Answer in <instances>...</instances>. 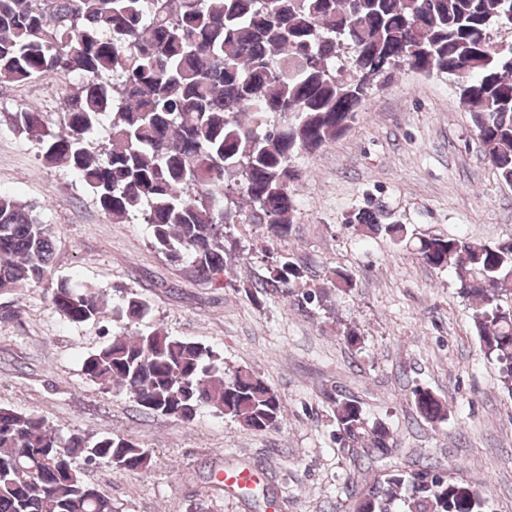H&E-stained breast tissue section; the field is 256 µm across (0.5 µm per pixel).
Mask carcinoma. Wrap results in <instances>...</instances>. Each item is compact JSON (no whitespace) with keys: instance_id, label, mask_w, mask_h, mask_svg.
I'll list each match as a JSON object with an SVG mask.
<instances>
[{"instance_id":"carcinoma-1","label":"carcinoma","mask_w":512,"mask_h":512,"mask_svg":"<svg viewBox=\"0 0 512 512\" xmlns=\"http://www.w3.org/2000/svg\"><path fill=\"white\" fill-rule=\"evenodd\" d=\"M512 0H0V83L74 79L59 121L42 112L3 115L38 143L42 161L72 170L112 220L141 216L152 247L205 283L224 276V230L253 224L288 236L297 210L294 159L351 129L368 92L407 67L452 81L469 106L484 159L512 187ZM106 136L98 130L107 116ZM362 210V235L385 233L434 268L459 266L481 351L512 393V238L408 235ZM52 228L37 208L0 193V292L48 284L65 321H98L106 303L90 285L52 279ZM305 265L278 256L255 293L281 292L301 309L355 286L337 268L294 291ZM148 303L127 292L117 306L129 331L82 359L85 378L134 407L184 422L210 409L265 432L281 397L248 367L224 368L203 343L143 325ZM339 447L353 466L393 458L388 426L360 404L328 396ZM427 422L448 403L417 388ZM104 462L119 473L152 468V453L123 437L63 435L36 414L0 407V512H115L86 477ZM352 512H487L486 492L431 462L392 465L351 490Z\"/></svg>"}]
</instances>
